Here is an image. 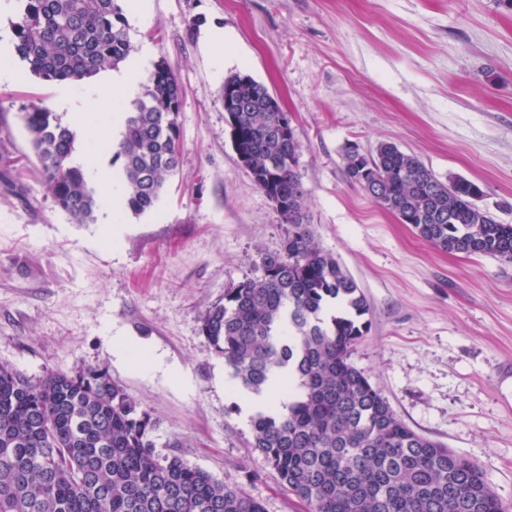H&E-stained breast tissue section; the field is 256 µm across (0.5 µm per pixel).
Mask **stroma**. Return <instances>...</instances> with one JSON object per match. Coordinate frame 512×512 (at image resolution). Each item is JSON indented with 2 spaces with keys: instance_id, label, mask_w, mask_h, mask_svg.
<instances>
[{
  "instance_id": "stroma-1",
  "label": "stroma",
  "mask_w": 512,
  "mask_h": 512,
  "mask_svg": "<svg viewBox=\"0 0 512 512\" xmlns=\"http://www.w3.org/2000/svg\"><path fill=\"white\" fill-rule=\"evenodd\" d=\"M181 90L178 174L158 206L93 224L55 206L20 114L56 112L74 158L111 152L107 109L128 101L101 77L61 86L0 51V363L28 378L93 368L146 410L159 457L180 456L260 500L307 512L254 450L236 377L202 333L225 288L259 276L288 233L238 161L224 80L250 75L287 112L316 243L354 277L369 312L350 360L416 433L475 461L512 507V263L450 254L345 178L343 153L391 142L440 179L478 184L479 206L512 224V5L507 0H152L130 23ZM67 89L78 119L56 104ZM117 224V241L100 238ZM127 337L163 359L117 361Z\"/></svg>"
}]
</instances>
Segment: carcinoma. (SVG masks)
<instances>
[{
	"label": "carcinoma",
	"mask_w": 512,
	"mask_h": 512,
	"mask_svg": "<svg viewBox=\"0 0 512 512\" xmlns=\"http://www.w3.org/2000/svg\"><path fill=\"white\" fill-rule=\"evenodd\" d=\"M15 52L45 81L78 83L116 68L133 52L119 0H19ZM238 85L250 110L233 112L236 153L251 157L254 185L281 197L290 226L281 249L261 256L262 274L224 291L202 333L241 384L261 391L290 369L299 392L285 412H260L253 443L308 512H507L474 461L413 430L349 360L368 331L356 280L314 241L296 167L298 141L274 132L280 104L255 81ZM180 88L164 60L131 103L112 145L125 194L118 213L160 201L181 154ZM20 119L55 205L93 224L96 189L73 162L76 134L33 105ZM345 175L378 204L446 253L512 262V224L480 208L481 188L444 182L391 142L365 154L344 150ZM150 415L104 371L50 372L30 380L0 364V512H264L260 501L173 455L154 454Z\"/></svg>",
	"instance_id": "1"
}]
</instances>
